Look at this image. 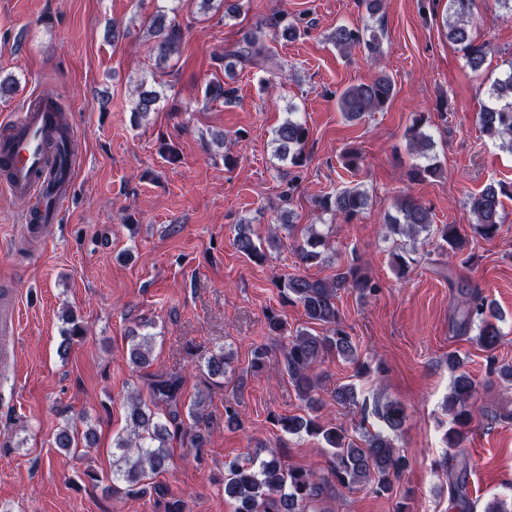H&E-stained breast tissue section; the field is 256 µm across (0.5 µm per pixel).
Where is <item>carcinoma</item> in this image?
<instances>
[{
    "label": "carcinoma",
    "instance_id": "1",
    "mask_svg": "<svg viewBox=\"0 0 512 512\" xmlns=\"http://www.w3.org/2000/svg\"><path fill=\"white\" fill-rule=\"evenodd\" d=\"M475 0H448L449 15L455 21L446 24L448 41L460 47L466 65L474 73L483 70L487 57L493 52L489 40L477 41L472 35V18ZM286 16L276 17L270 27L280 30L281 37L294 40L300 35L296 22H285ZM267 25L260 23L252 28L234 46L216 55V60L225 69L237 66L256 65L269 72L283 70V66L266 44ZM150 36V54L158 68L174 69L180 60L185 34L176 19L168 18L163 9H158L150 18L147 28ZM383 33L374 29L366 32L347 25H338L330 40L340 49L365 46L371 55L380 53ZM392 79L381 73L367 83L346 87L339 95L338 109L345 120H360L371 112L385 109L394 96ZM131 112L136 120H144L149 113L159 108L160 94L145 86L133 92ZM236 89L220 80L210 82L205 88V97L210 102H230ZM32 107H47L54 112V121L45 136L46 151L52 156L55 175L49 189L63 186L62 170L71 165L76 154V145L71 138L65 105L57 98L43 96L32 102ZM482 133L494 140L512 135V61L509 68L490 82L488 103L476 115ZM428 118L419 114L406 129L412 154L418 162L412 165L411 175L417 180L437 178L442 174V165L432 153V136L425 131ZM309 130L301 121L287 117L275 130L272 143L274 156L288 161L292 171L288 172V191L291 196L295 183L300 179L301 169L307 162L305 147ZM344 167L360 170L363 163L361 152L348 147L342 154ZM512 197V187L503 183H489L478 193L469 196L470 210L476 216L473 225L475 235L484 240L494 239L505 222L503 198ZM368 197L360 186H345L333 194L320 195L313 200L317 211L346 221L354 219L367 206ZM398 215L385 221L392 233L416 235L425 232L433 235L454 252H462L469 241L456 224H434L428 209L410 197L400 201ZM277 242V233L269 231L263 238L249 224L237 226L234 238L235 249L251 261L261 263L266 258V248ZM329 249L325 237L309 227L303 240L295 245V253L304 265H317L327 260ZM282 300L302 306L308 323L326 327L322 334L307 328L288 335L281 315L270 309L266 312L269 334L285 341L282 346L284 368L298 396L305 401L308 413L304 416H279L276 422L289 435L305 434L321 441L332 457L330 477H319L302 468L286 465L278 450L260 447L256 454L242 461H232L224 472V495L233 500L235 512H311V505L318 501L329 488L339 486L351 488L369 483L380 495H393L394 480L407 467L405 456L397 452L390 434L401 430L406 419L404 407L396 402L385 404L362 403L363 414L376 416L386 431H368L366 422L360 423V437L349 434L341 424H325L316 413L323 402L316 397L320 381L313 366L329 356L357 364V372L365 373L369 366L358 362V346L345 330L336 305L342 291L358 293L366 297L378 291V285L362 271L356 262L341 264L330 279H312L306 276L288 275L276 282ZM497 311L486 299L475 295L465 300L460 316L455 322L458 335L478 329L477 340L489 354L490 364H495L494 352L501 342ZM151 324L141 322L130 329L126 360L134 369H145L153 364L152 344L155 336L148 331ZM228 362L224 349L220 348L204 357L198 370L205 383L210 386L223 385ZM184 376L175 371H157L148 375L147 398L140 394L130 397L126 420L131 433L114 440L115 452L112 480L124 484V493L129 497H141L152 492L166 497L169 490L156 478L171 461V445L175 439L186 442L189 448H205L210 444L211 422L204 420L197 404L185 406L183 397ZM476 393V383L466 373L455 376L448 396V410L453 414L452 427L448 429L447 443L450 448H459L465 430L474 420L471 401ZM333 400L341 404H358V394L351 385L336 388ZM97 433L90 426L78 431L66 424L58 429L53 438L56 448H92L96 445Z\"/></svg>",
    "mask_w": 512,
    "mask_h": 512
}]
</instances>
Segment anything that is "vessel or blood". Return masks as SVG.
<instances>
[{"mask_svg": "<svg viewBox=\"0 0 512 512\" xmlns=\"http://www.w3.org/2000/svg\"><path fill=\"white\" fill-rule=\"evenodd\" d=\"M47 122L46 113L25 109L0 124L12 133L10 142L0 147V184L34 207L42 206L51 177L43 141Z\"/></svg>", "mask_w": 512, "mask_h": 512, "instance_id": "1", "label": "vessel or blood"}]
</instances>
